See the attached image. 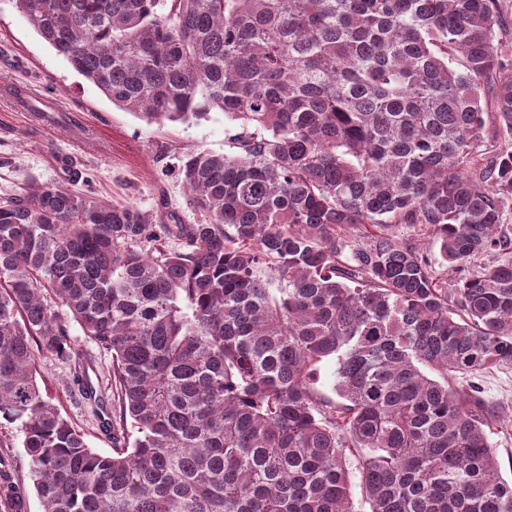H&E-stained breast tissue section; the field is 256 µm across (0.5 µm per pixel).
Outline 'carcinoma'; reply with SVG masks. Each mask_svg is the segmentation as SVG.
Segmentation results:
<instances>
[{
	"instance_id": "1",
	"label": "carcinoma",
	"mask_w": 512,
	"mask_h": 512,
	"mask_svg": "<svg viewBox=\"0 0 512 512\" xmlns=\"http://www.w3.org/2000/svg\"><path fill=\"white\" fill-rule=\"evenodd\" d=\"M8 2L147 123L237 129L233 155L182 156L194 224L55 184L0 197V419L43 512H357L355 473L368 512H512L472 382L512 367L495 0ZM395 224L439 244L454 288ZM74 324L112 359L110 454L36 380ZM4 467L0 512H20Z\"/></svg>"
}]
</instances>
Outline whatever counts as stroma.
Returning <instances> with one entry per match:
<instances>
[{"mask_svg":"<svg viewBox=\"0 0 512 512\" xmlns=\"http://www.w3.org/2000/svg\"><path fill=\"white\" fill-rule=\"evenodd\" d=\"M23 90L27 104L0 98V195L16 193L31 182L52 183L93 193L103 201L130 203L151 223L171 218L195 221L178 176L183 153L193 150L229 154L233 127L222 111L186 124L147 123L113 104L75 72L16 11L0 0V84ZM75 356L62 364L49 355L36 364L61 413L84 434L88 445L111 453L112 436L103 419H118L110 377L112 360L100 354L80 329H73ZM88 371L105 407L97 409L79 395L76 373ZM481 396L496 411L487 434L499 471L512 477V368H494L477 379ZM17 424L0 423V456L13 465L22 491L21 512H41L28 478V465Z\"/></svg>","mask_w":512,"mask_h":512,"instance_id":"1","label":"stroma"}]
</instances>
